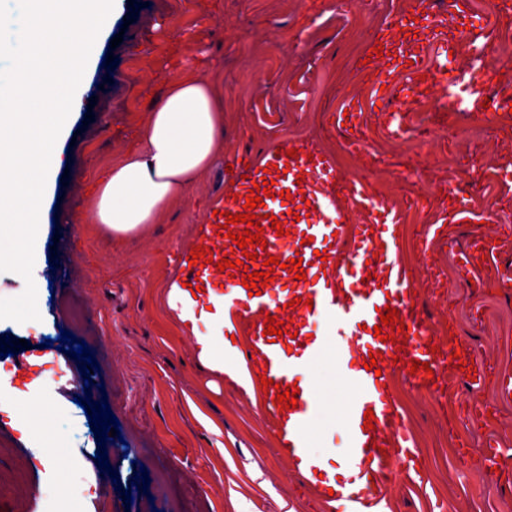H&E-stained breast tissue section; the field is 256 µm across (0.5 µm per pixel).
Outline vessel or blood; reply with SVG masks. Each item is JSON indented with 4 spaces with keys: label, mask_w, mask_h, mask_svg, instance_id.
<instances>
[{
    "label": "vessel or blood",
    "mask_w": 512,
    "mask_h": 512,
    "mask_svg": "<svg viewBox=\"0 0 512 512\" xmlns=\"http://www.w3.org/2000/svg\"><path fill=\"white\" fill-rule=\"evenodd\" d=\"M265 178L273 180L274 194L254 213L261 218L266 248L249 267L262 271L271 256L280 258L282 266L275 270L274 281L262 286L257 295L242 288L240 277L224 279V332L232 335L248 330L250 346L237 358L239 369L250 379L262 374L283 387L293 385L297 373L312 372L324 355L333 356L338 372L356 392L342 417L348 443L341 462L353 489L343 496L339 512H384L388 477L420 473L422 457L419 449L411 447L389 392L387 373L393 358L399 355L428 363L429 372L411 378L417 388H424L428 380L443 378L442 360L427 347L426 322L410 303L415 277L401 258V217L376 201L366 184L339 182L329 160L311 161L303 155L292 160L273 152L267 155L263 170L234 181L226 211L242 214L243 195ZM285 190L303 195L304 211L315 209L331 217L330 223L310 225V243H303L298 234L284 242L271 227L274 195ZM203 244L211 248L216 261L234 247L223 228L209 229ZM472 249L484 257L487 270L495 272L503 288H512V271L499 269L498 246L492 238L476 237ZM297 257L306 277L290 286L286 265ZM175 260L184 269L185 299H194L198 287H210L209 267L190 265L185 253L177 254ZM388 306L398 310L404 323L405 352H398L394 344L380 341L374 334L379 311ZM268 315L283 321L282 336L265 334L263 321ZM316 321L327 325V332L307 338L308 328ZM373 357L378 363L371 370L367 364ZM326 407V398L313 396L304 386L297 408L277 407L269 394L261 413L276 420L279 442L305 474L329 480L333 474L326 458L309 449V433ZM369 410L375 415L370 427L364 418Z\"/></svg>",
    "instance_id": "b4317fda"
}]
</instances>
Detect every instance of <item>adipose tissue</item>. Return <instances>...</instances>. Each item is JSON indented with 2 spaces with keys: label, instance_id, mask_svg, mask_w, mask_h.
I'll return each instance as SVG.
<instances>
[{
  "label": "adipose tissue",
  "instance_id": "obj_1",
  "mask_svg": "<svg viewBox=\"0 0 512 512\" xmlns=\"http://www.w3.org/2000/svg\"><path fill=\"white\" fill-rule=\"evenodd\" d=\"M224 141V99L214 83L193 73L173 76L161 103L151 112L137 146L113 162L93 192L96 223L113 236L127 238L156 223L206 171ZM179 282L167 289L168 305L187 334L199 360L238 386L246 380L224 362V350L198 333L197 320L182 303Z\"/></svg>",
  "mask_w": 512,
  "mask_h": 512
}]
</instances>
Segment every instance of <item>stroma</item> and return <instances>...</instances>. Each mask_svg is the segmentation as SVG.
Returning <instances> with one entry per match:
<instances>
[{"label":"stroma","mask_w":512,"mask_h":512,"mask_svg":"<svg viewBox=\"0 0 512 512\" xmlns=\"http://www.w3.org/2000/svg\"><path fill=\"white\" fill-rule=\"evenodd\" d=\"M402 0H382L370 11L362 0H116L113 23L97 41L86 67L85 92H97L93 122L75 112L55 148L62 168L45 187L42 234L33 268L41 318L0 320V512H53L40 488L49 478L48 454L61 458L59 494L76 512H336L323 488L309 483L260 413L262 392H244L199 362L194 340L172 315L166 296L183 270L170 256L200 244L202 228L222 209L230 183L227 164L258 168L283 143L302 145L337 163L338 175L379 167L390 196H400L398 166L422 164L444 184L461 143L411 142L389 134L386 112L405 113L406 128L426 123L427 105L407 106L406 71L390 72L376 94L362 70L385 20ZM129 19L127 30L119 21ZM119 46H112L115 35ZM110 63H103V56ZM196 71L224 96V148L213 165L175 200L157 223L116 243L94 220L93 182L135 146L167 81ZM359 103L363 158L344 153L336 114ZM486 179L468 201L489 212L482 225L452 224L431 257L449 268L476 233L512 230V197L485 208L487 186L499 185L492 155L475 153ZM439 195L401 203L402 258L414 264L425 225L435 223ZM426 321L468 340L484 358L483 385L459 380L446 400L428 407L402 373L390 377L391 394L414 447L424 452L419 481L396 475L386 512H512V467L498 481L483 477L476 449L488 443L512 449V400L498 392L494 363L512 372V293L496 278L481 283L448 278L447 291L418 294ZM71 331L94 352L99 369L80 374L79 362L46 340ZM23 339L27 348L15 349ZM330 393L315 436L320 451L343 446L339 417L346 391L324 368ZM108 400L120 426L102 438L80 399ZM490 424L468 428L475 405ZM106 442L110 464L100 472L93 450ZM149 488L133 482L135 472Z\"/></svg>","instance_id":"stroma-1"}]
</instances>
